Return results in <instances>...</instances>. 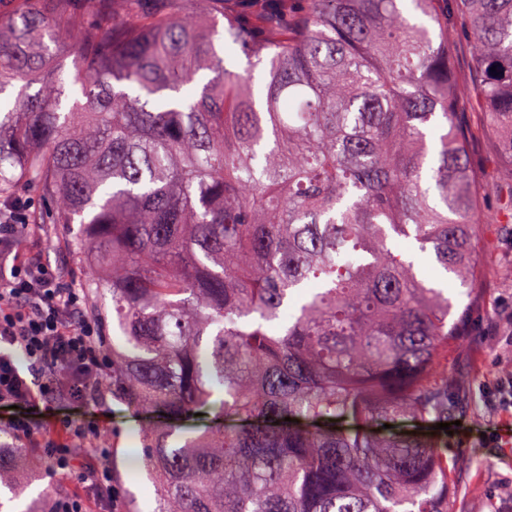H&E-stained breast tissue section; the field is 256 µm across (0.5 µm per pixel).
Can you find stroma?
<instances>
[{
	"label": "stroma",
	"instance_id": "35a3bbf8",
	"mask_svg": "<svg viewBox=\"0 0 512 512\" xmlns=\"http://www.w3.org/2000/svg\"><path fill=\"white\" fill-rule=\"evenodd\" d=\"M448 20L451 55L459 83H466L471 67V47L465 20L454 0H438ZM461 122L470 132L469 160L477 181L486 186L483 197L486 224L475 246L480 272L474 289L461 287L454 277L442 286L453 303L451 319L458 341L448 351L449 421L454 422L448 443L449 512H494L500 502L512 501V413L485 406L483 388L493 380L512 376V351L500 338L488 335L501 302L512 300V224L498 223L499 194L490 184L501 164L483 125L484 116L470 104L461 107ZM70 228L65 224L31 226L25 240L29 254L58 269L64 279L85 288L92 274L86 257L72 251ZM112 417L105 435L112 448V469L123 498L124 512H155L156 489L144 465L133 466L128 450L140 447V427L152 415L132 413L124 401L108 400ZM15 482L25 484L23 495L6 503L0 512H23L25 506L51 490L52 494L77 493V483L62 472H53L35 459L31 449L16 452Z\"/></svg>",
	"mask_w": 512,
	"mask_h": 512
}]
</instances>
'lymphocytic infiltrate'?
<instances>
[{"instance_id":"lymphocytic-infiltrate-1","label":"lymphocytic infiltrate","mask_w":512,"mask_h":512,"mask_svg":"<svg viewBox=\"0 0 512 512\" xmlns=\"http://www.w3.org/2000/svg\"><path fill=\"white\" fill-rule=\"evenodd\" d=\"M24 208L18 198L0 205V427L118 512L112 451L101 440L106 413L85 424L68 417L102 405L112 359L84 293L22 252ZM82 495L54 499L51 512H85Z\"/></svg>"}]
</instances>
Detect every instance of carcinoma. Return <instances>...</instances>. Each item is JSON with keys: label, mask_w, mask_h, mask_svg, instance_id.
I'll return each instance as SVG.
<instances>
[{"label": "carcinoma", "mask_w": 512, "mask_h": 512, "mask_svg": "<svg viewBox=\"0 0 512 512\" xmlns=\"http://www.w3.org/2000/svg\"><path fill=\"white\" fill-rule=\"evenodd\" d=\"M14 2L0 199L36 193L28 223L79 225L75 250L112 269L89 287L122 334L112 394L158 413L140 429L157 512H448L447 446L394 427L448 418L455 334L391 239L471 288L485 223L435 0H306L288 25L268 0L222 31L213 0H101L89 20ZM457 4L512 176V0Z\"/></svg>", "instance_id": "1"}]
</instances>
